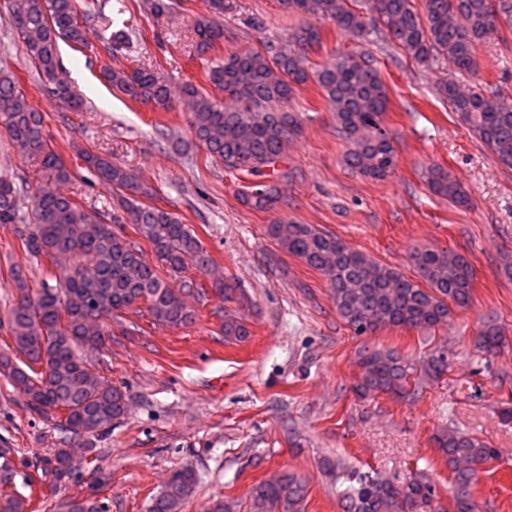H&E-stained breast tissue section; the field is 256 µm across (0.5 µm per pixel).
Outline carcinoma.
Segmentation results:
<instances>
[{
  "label": "carcinoma",
  "mask_w": 512,
  "mask_h": 512,
  "mask_svg": "<svg viewBox=\"0 0 512 512\" xmlns=\"http://www.w3.org/2000/svg\"><path fill=\"white\" fill-rule=\"evenodd\" d=\"M349 2L287 0L290 9L310 21L261 50L229 55L208 65L205 78L224 93L222 100L202 92L193 82L182 85L179 105L188 114L194 140L209 157L253 176L275 165L288 139L299 131V123L292 113L271 105L288 102L298 88L312 82L324 92L339 131L351 143L348 164L374 180L394 171V140L381 125L389 97L379 70L348 53H338L318 68L310 67L303 53L322 42L314 24L317 19L332 20L355 39L365 40L375 32ZM366 4L416 62L428 64L442 55L466 74L478 71L475 46L494 33L498 13L512 12V0H425L422 13L414 0H366ZM6 8L41 76V89L72 111H83L84 103L62 68L59 42L79 52L91 47L81 13L101 15L98 0H8ZM195 33L201 45L212 48L224 38L223 29L206 17L198 19ZM99 40L116 59L127 36L115 33ZM102 78L134 103L165 111L173 106L167 80L154 69L107 66ZM442 94L500 163L512 168V102L456 85L444 86ZM0 128L23 153L39 162L46 180L41 187L26 189L0 176V224L14 225L23 250L46 264L39 288L30 286L23 269L11 270L16 300L8 312L7 326L13 350L0 352V378L26 397L31 413L49 421L59 419L67 432L90 440L124 415L126 398L120 388L96 376L81 348L112 335L103 322L137 305L141 297L155 325L179 327L193 322L194 309L186 298L206 296L205 285L187 277L176 290L160 276L158 267L179 276L191 266L206 269L212 258L175 213L144 202L147 190L108 155L87 152L84 162L101 182L121 192L123 214L112 215L109 224L65 193L64 188L75 179L74 172L47 139L42 113L20 88L18 78L3 69ZM427 182L435 195L466 204L464 191L445 170L430 169ZM242 200L258 210H270L278 203L276 190L263 181L252 183ZM126 223L151 245L155 262L148 261L140 245L124 234ZM266 233L281 249L315 270H324V260H335L330 287L336 312L358 334L386 327L430 329L448 321L451 306L466 307L472 300L475 273L462 255L450 262L446 251L416 250L412 256L418 274L415 281L312 224L278 219L267 225ZM51 280L55 284H49ZM211 290L229 303L241 299L237 286L228 280L211 283ZM222 330L225 337L239 342L250 336L247 322L235 311L224 312ZM502 345L497 325L484 322L476 336V349L492 355ZM356 365L369 372L368 378L353 385L362 399L379 393L403 398L409 394L413 373L438 379L448 372V358L440 351L417 364L395 349L365 346L358 351ZM433 442L448 468L454 512H478L473 496L478 474L472 465L495 459V449L472 435L449 431L435 435ZM14 453V448H0L1 487L13 484L16 471L10 455ZM39 461L45 477L61 482L72 475L70 455L64 448ZM342 479L346 487L338 496L343 512H425L438 496L435 485L418 472L397 481L346 470ZM195 481L188 467L174 472L151 499L148 512H180ZM305 495L304 482L282 471L252 487L251 512H301ZM56 510L106 512V507L85 498L69 500Z\"/></svg>",
  "instance_id": "obj_1"
}]
</instances>
